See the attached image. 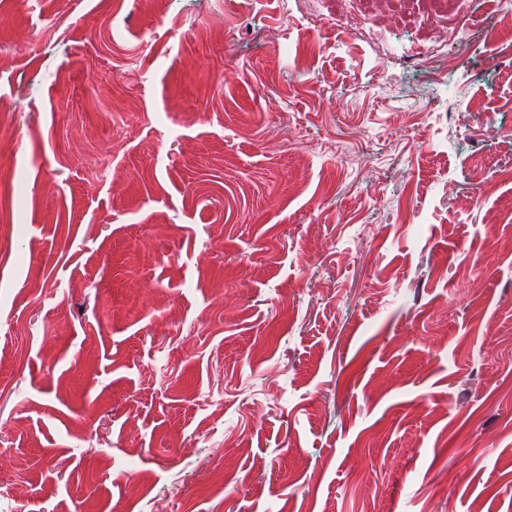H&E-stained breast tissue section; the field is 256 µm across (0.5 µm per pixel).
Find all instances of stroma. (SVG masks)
Listing matches in <instances>:
<instances>
[{"label": "stroma", "instance_id": "35a3bbf8", "mask_svg": "<svg viewBox=\"0 0 512 512\" xmlns=\"http://www.w3.org/2000/svg\"><path fill=\"white\" fill-rule=\"evenodd\" d=\"M460 15L0 0V512H512V31Z\"/></svg>", "mask_w": 512, "mask_h": 512}]
</instances>
